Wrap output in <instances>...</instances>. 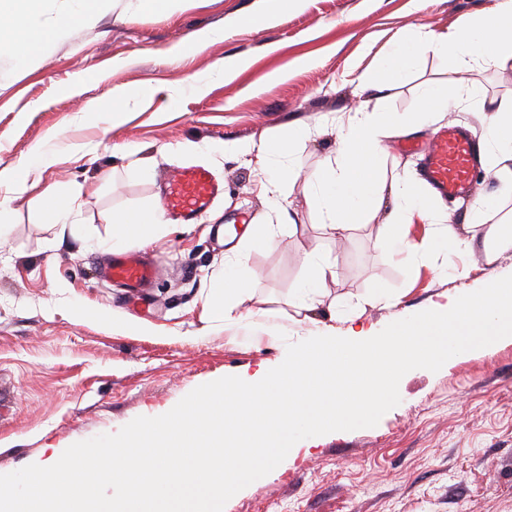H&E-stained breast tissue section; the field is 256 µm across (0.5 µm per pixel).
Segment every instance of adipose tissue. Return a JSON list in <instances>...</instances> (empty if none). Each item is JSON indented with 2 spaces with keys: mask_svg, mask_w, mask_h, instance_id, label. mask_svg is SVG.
<instances>
[{
  "mask_svg": "<svg viewBox=\"0 0 512 512\" xmlns=\"http://www.w3.org/2000/svg\"><path fill=\"white\" fill-rule=\"evenodd\" d=\"M42 0H0V39L19 61H28L53 36L72 30L93 14L99 0H74L69 12L44 24L38 19ZM452 61L458 78L447 87L426 86L421 93L420 116L447 110L463 94V73L479 68L512 69V0H496L487 11L469 16L448 31L436 32L426 26H409L401 32L393 54L385 61V77L365 75L363 89L374 92L378 102L372 111H362L338 137L336 158L304 181L311 212L320 223L334 231L337 240L349 239L356 226L370 223L377 213L385 220L378 236V247L387 260L404 256L428 260L444 248L473 251L482 247L486 262H494L512 250V225L491 224L484 205L471 207L463 220L453 215L435 216L431 197L414 180L404 175L385 176L381 163V139L397 125L385 105L388 81L400 80L413 69L424 53ZM496 118L487 127L490 147L486 163L504 191L512 194V106L495 108ZM421 219L437 220L438 228L422 242L406 241L403 226L411 212ZM112 244H149L166 223L161 206L132 213L113 214ZM303 279L296 297L300 314L316 309L329 281L334 280L336 264L315 252L301 257ZM251 282L244 261L225 267L204 306L209 323L233 319L237 307L249 293Z\"/></svg>",
  "mask_w": 512,
  "mask_h": 512,
  "instance_id": "1",
  "label": "adipose tissue"
}]
</instances>
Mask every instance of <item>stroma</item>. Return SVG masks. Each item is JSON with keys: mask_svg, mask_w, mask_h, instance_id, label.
<instances>
[{"mask_svg": "<svg viewBox=\"0 0 512 512\" xmlns=\"http://www.w3.org/2000/svg\"><path fill=\"white\" fill-rule=\"evenodd\" d=\"M493 4L294 0L270 17L267 0H175L168 15L107 0L30 63L0 47V169L46 148L54 164L31 169L29 179L74 209L71 224H49L36 192L18 196L0 185L9 213L0 234V474L162 415L202 384L279 363L299 336L344 332L356 304L383 328L512 275V251L490 265L481 253L450 249L426 262L388 263L376 247V220L336 242L301 188L276 201L256 155L229 149L302 121L309 134L283 165L312 174L334 160L339 129L355 111L374 108L359 78L378 72L401 28L444 31ZM261 14L264 25H248ZM203 34L206 44L194 48ZM219 59L248 66L225 78L211 71ZM272 72L281 80H269ZM451 75L449 62L425 55L390 89L391 111H417L422 88ZM148 85L156 89L150 98L140 94ZM109 90L126 96L117 126L108 113L83 109ZM490 118L464 100L427 124H405L382 141L386 175L415 177L421 167L420 156L394 150L396 137H423L452 121L479 141ZM124 143L138 154L122 153ZM190 165L208 168L224 192L196 223L170 221L147 248L159 265L150 305L126 301L123 288L99 275L108 219L159 204L169 179ZM283 206L291 224L279 222ZM229 215L277 225L278 245L249 250L242 234L229 245L217 240L212 227ZM306 251L335 259L336 278L312 321L297 324L289 302ZM240 255L253 281L239 319L204 323L213 275ZM390 295L397 304H387ZM258 309L279 311L284 345L249 336L246 316ZM126 321L142 332L123 330ZM399 393L375 427L323 435L310 456L283 461L224 512H512V337L458 354L435 373L412 370Z\"/></svg>", "mask_w": 512, "mask_h": 512, "instance_id": "obj_1", "label": "stroma"}]
</instances>
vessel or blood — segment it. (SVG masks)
I'll list each match as a JSON object with an SVG mask.
<instances>
[{"label":"vessel or blood","instance_id":"vessel-or-blood-1","mask_svg":"<svg viewBox=\"0 0 512 512\" xmlns=\"http://www.w3.org/2000/svg\"><path fill=\"white\" fill-rule=\"evenodd\" d=\"M404 147L422 155V177L439 197L456 198L473 191L471 173L480 150L464 128L451 123L427 139L405 142ZM219 192L213 174L204 167L192 165L172 177L162 206L182 223L191 224L211 206ZM104 271L109 278L123 284L133 297L149 287L158 274L155 261L135 250L112 255Z\"/></svg>","mask_w":512,"mask_h":512}]
</instances>
